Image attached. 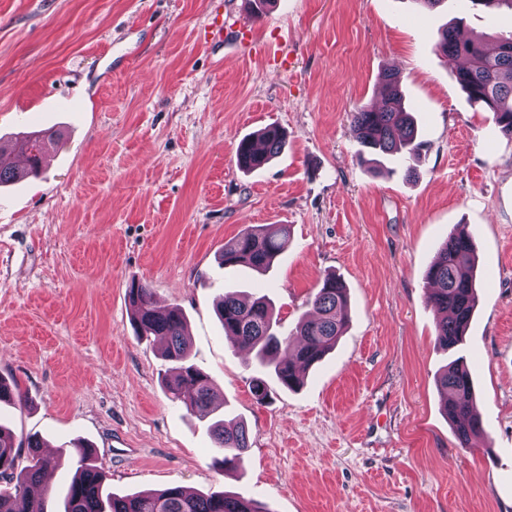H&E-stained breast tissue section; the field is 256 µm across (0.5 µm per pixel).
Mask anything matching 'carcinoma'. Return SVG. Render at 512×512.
Masks as SVG:
<instances>
[{
  "instance_id": "obj_1",
  "label": "carcinoma",
  "mask_w": 512,
  "mask_h": 512,
  "mask_svg": "<svg viewBox=\"0 0 512 512\" xmlns=\"http://www.w3.org/2000/svg\"><path fill=\"white\" fill-rule=\"evenodd\" d=\"M458 22L440 31L437 52L454 66L456 78L471 103L492 113L499 131L512 137V32L496 40V49L486 48V39L460 37ZM386 88L384 101L375 108H360L351 113V124L360 144L372 154L392 155L402 151L415 155L421 142L417 128L404 104L399 74L388 70L382 75ZM56 142L51 132H35L13 141L25 155L27 167L19 171L0 162V184L17 182L40 169L47 146ZM283 131L267 125L241 139L237 165L254 171L267 165L282 150ZM290 238L287 224L249 226L224 242L221 263L224 267H244L266 271L285 248ZM477 258L469 232L457 226L440 248L425 279L430 284L427 302L441 313L436 341L446 350L463 342L476 304L475 269ZM126 295L133 310L134 323L141 337H160L166 341L164 355L174 363L165 384L171 399L201 418H211L208 433L220 467H239L250 448L245 426L213 416L210 409L214 389L207 374L189 362L186 322L181 309L156 307L151 290L131 284ZM313 316L299 320L294 329L282 333L276 328L271 305L263 297H244L232 288L224 290L217 303L224 337L232 347L255 352L260 365L273 368L279 383L292 389L302 383L306 371L322 361L335 346L350 318L347 292L334 274L325 275L311 298ZM444 394V411L454 426L461 447L481 432L474 411L473 387L469 369L455 359L438 377ZM44 443L37 437L19 442L14 433L0 425V512H51V491L45 487L37 496L31 487L40 484L43 474L56 465L45 456ZM92 451L77 450L76 469L63 500L64 512H269L253 500L237 495L189 494L180 487L117 495L103 488V475L90 463Z\"/></svg>"
}]
</instances>
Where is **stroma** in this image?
I'll return each instance as SVG.
<instances>
[{
    "label": "stroma",
    "mask_w": 512,
    "mask_h": 512,
    "mask_svg": "<svg viewBox=\"0 0 512 512\" xmlns=\"http://www.w3.org/2000/svg\"><path fill=\"white\" fill-rule=\"evenodd\" d=\"M223 17V34L210 23ZM512 31L466 0H0V144L62 134L38 176L0 186V377L23 404L0 422L61 462L94 448L119 495L182 486L270 512H512V138L469 103L435 49L440 27ZM398 71L423 143L414 159L358 160L350 114ZM275 124L281 153L241 170L242 137ZM291 238L260 275L223 268L249 225ZM478 256V306L460 351L436 343L425 272L455 225ZM350 321L295 390L233 349L215 302L267 295L289 331L319 281ZM187 318L217 415L242 419L239 470L214 467L207 424L172 402L160 342L139 339L126 288ZM472 374L484 433L460 447L437 377ZM270 399L257 402L253 377Z\"/></svg>",
    "instance_id": "stroma-1"
}]
</instances>
